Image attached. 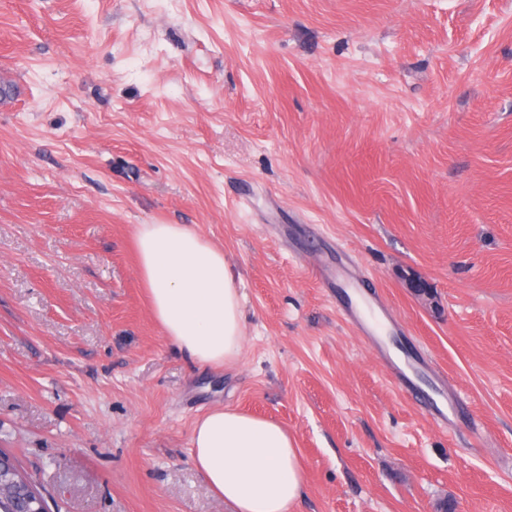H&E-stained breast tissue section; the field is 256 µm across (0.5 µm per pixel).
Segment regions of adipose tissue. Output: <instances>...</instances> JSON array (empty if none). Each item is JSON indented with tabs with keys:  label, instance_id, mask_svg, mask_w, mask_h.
I'll list each match as a JSON object with an SVG mask.
<instances>
[{
	"label": "adipose tissue",
	"instance_id": "1",
	"mask_svg": "<svg viewBox=\"0 0 512 512\" xmlns=\"http://www.w3.org/2000/svg\"><path fill=\"white\" fill-rule=\"evenodd\" d=\"M138 270L168 342L215 369L243 344L242 296L222 248L184 224H143ZM191 460L230 512H293L304 490L298 450L272 420L217 407L193 426Z\"/></svg>",
	"mask_w": 512,
	"mask_h": 512
}]
</instances>
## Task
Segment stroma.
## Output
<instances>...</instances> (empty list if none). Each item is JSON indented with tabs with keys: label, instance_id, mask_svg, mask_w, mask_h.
I'll use <instances>...</instances> for the list:
<instances>
[{
	"label": "stroma",
	"instance_id": "1",
	"mask_svg": "<svg viewBox=\"0 0 512 512\" xmlns=\"http://www.w3.org/2000/svg\"><path fill=\"white\" fill-rule=\"evenodd\" d=\"M0 449L50 512H226L190 457L287 426L295 512H512V0H0ZM187 224L244 343L189 364L137 269ZM351 261L438 424L343 319Z\"/></svg>",
	"mask_w": 512,
	"mask_h": 512
}]
</instances>
